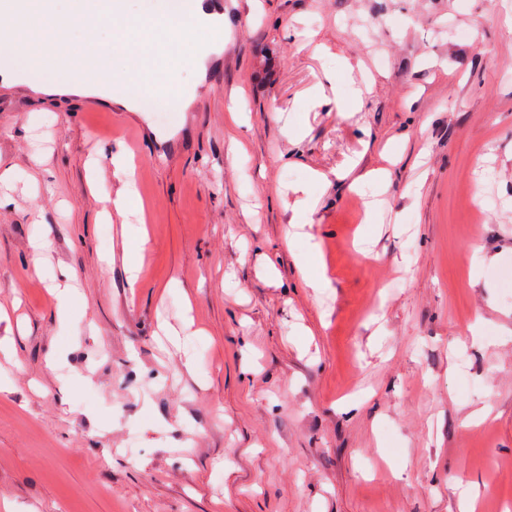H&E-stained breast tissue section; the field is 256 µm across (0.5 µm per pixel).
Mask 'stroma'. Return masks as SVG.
Listing matches in <instances>:
<instances>
[{
	"mask_svg": "<svg viewBox=\"0 0 512 512\" xmlns=\"http://www.w3.org/2000/svg\"><path fill=\"white\" fill-rule=\"evenodd\" d=\"M201 53L177 112L0 84V512H504L512 0H224Z\"/></svg>",
	"mask_w": 512,
	"mask_h": 512,
	"instance_id": "1",
	"label": "stroma"
}]
</instances>
